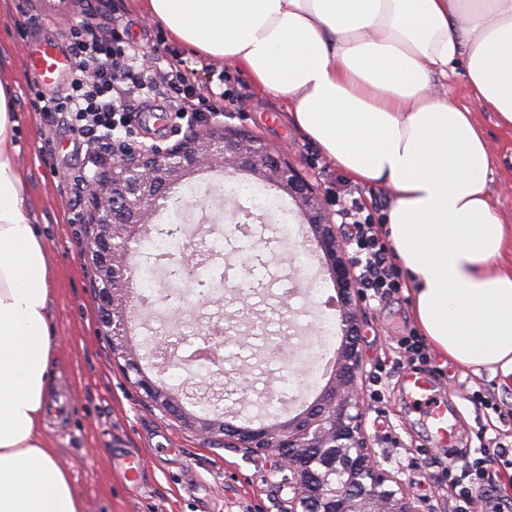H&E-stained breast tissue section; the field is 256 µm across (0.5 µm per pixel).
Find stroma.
I'll return each instance as SVG.
<instances>
[{"mask_svg":"<svg viewBox=\"0 0 512 512\" xmlns=\"http://www.w3.org/2000/svg\"><path fill=\"white\" fill-rule=\"evenodd\" d=\"M120 20L140 58L151 69L179 63L197 92L221 91L231 85L239 96L224 126L246 130L273 147L288 149L289 162L326 196L330 182L341 180L360 189L368 205L386 215L392 204L388 187H357L335 166L319 145L291 123L282 102L268 98L249 76L229 64L201 58L187 46L171 44L161 27L136 7L134 0H6L0 11V50L6 64L0 73L15 84L18 115L16 138L21 146L17 163L29 216L45 241L52 272V334L55 338L54 385L51 399L57 411L47 415L45 434L58 450L60 464L71 475L86 512H289L291 474L270 452L248 453L219 445L154 406L143 390L125 378L104 336L97 328L93 275L80 253L86 242L85 223H72L73 214H87L92 178L103 174L58 118L37 107L26 58L34 37L65 42L71 28L87 20ZM218 171L199 174L196 195L185 211L160 209L153 223L186 224L187 243L207 239L218 224L232 251L218 259L224 269L220 302L187 301L158 283L151 316L137 315L134 345L147 375L157 384L182 388L184 407L199 416L221 414L240 426L270 415L284 421L299 412L288 397L290 357L310 353L320 335L314 304L321 296L300 282L295 253L304 251L310 229L291 199L286 214L252 213L232 227L231 213L247 209V201L215 198ZM249 255L264 267L263 277L248 278L238 254ZM364 307L363 352L369 375L361 396L369 405L365 432L377 462L401 481L417 512H450L454 499L441 481L448 447L426 425L421 409L404 399L407 376L414 368L399 352L404 337L417 333L405 292ZM181 317L182 340L178 367H154L146 353L154 340L169 335L174 317ZM224 329L217 372L198 367L193 354L209 327ZM385 365L382 381L373 373ZM434 385L431 403H452L456 412L455 443L463 455H491L488 465L493 495L512 500V464L496 455V444L512 445V384L488 371L473 372L431 356L423 367ZM385 399L373 400L375 389ZM492 400L495 411L482 413L475 394ZM117 448L137 449L147 459L140 489H131L112 466Z\"/></svg>","mask_w":512,"mask_h":512,"instance_id":"35a3bbf8","label":"stroma"}]
</instances>
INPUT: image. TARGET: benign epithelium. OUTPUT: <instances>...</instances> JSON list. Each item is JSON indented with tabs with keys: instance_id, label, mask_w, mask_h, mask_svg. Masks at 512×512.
Returning a JSON list of instances; mask_svg holds the SVG:
<instances>
[{
	"instance_id": "obj_1",
	"label": "benign epithelium",
	"mask_w": 512,
	"mask_h": 512,
	"mask_svg": "<svg viewBox=\"0 0 512 512\" xmlns=\"http://www.w3.org/2000/svg\"><path fill=\"white\" fill-rule=\"evenodd\" d=\"M257 143L246 132L209 125L166 149L113 156L89 200L88 223L95 225V233L80 259L92 262L105 279L117 269L127 270L131 244L140 243L160 200L168 199L178 182L199 170L219 168L230 179L247 172L283 191L310 226L312 236L306 244L324 254L326 272L336 286L333 306L342 344L332 379L302 413L258 428L226 427L224 440L251 453L276 452L292 474L290 512H309L312 504L316 512H417L400 482L377 463L365 434L369 408L360 397V382L366 376L360 343L362 296L345 239L312 184L289 163L286 151L267 144L258 149ZM133 281L131 270L98 297V318L113 329V355L125 361V372L135 374L133 385L148 391L161 409L202 434H219L216 427L182 410L177 391L145 374L124 332L137 301Z\"/></svg>"
}]
</instances>
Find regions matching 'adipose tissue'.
Masks as SVG:
<instances>
[{
  "instance_id": "1",
  "label": "adipose tissue",
  "mask_w": 512,
  "mask_h": 512,
  "mask_svg": "<svg viewBox=\"0 0 512 512\" xmlns=\"http://www.w3.org/2000/svg\"><path fill=\"white\" fill-rule=\"evenodd\" d=\"M170 38L244 71L356 183L393 194L384 229L424 339L512 379V225L474 117L512 129V0H140ZM463 68L474 107L436 76ZM15 91L0 78V512H86L44 435L54 341L45 247L25 208Z\"/></svg>"
}]
</instances>
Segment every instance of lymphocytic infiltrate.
I'll return each instance as SVG.
<instances>
[{"label": "lymphocytic infiltrate", "instance_id": "obj_1", "mask_svg": "<svg viewBox=\"0 0 512 512\" xmlns=\"http://www.w3.org/2000/svg\"><path fill=\"white\" fill-rule=\"evenodd\" d=\"M68 41L75 63L70 91L45 99L43 109L58 115L97 161L112 159L135 143V117L148 99H166L177 119L189 122L217 119L235 101L228 89L193 91L178 66L167 71L139 67L140 50L125 40L119 27L100 32L84 22L70 30ZM332 198L341 223L353 228L349 245L365 298L379 301L396 293L400 283L391 249L363 196L336 190ZM486 470L483 457L460 464L452 460L443 468L442 479L453 491L452 512H474L473 491L484 485Z\"/></svg>", "mask_w": 512, "mask_h": 512}]
</instances>
